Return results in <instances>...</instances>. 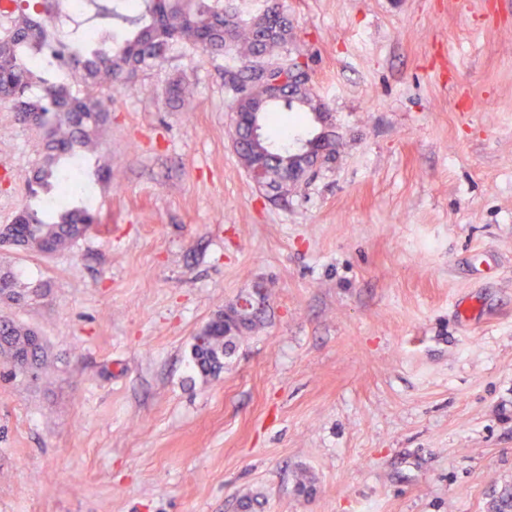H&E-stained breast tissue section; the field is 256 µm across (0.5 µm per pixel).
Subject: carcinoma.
<instances>
[{"instance_id":"obj_1","label":"carcinoma","mask_w":512,"mask_h":512,"mask_svg":"<svg viewBox=\"0 0 512 512\" xmlns=\"http://www.w3.org/2000/svg\"><path fill=\"white\" fill-rule=\"evenodd\" d=\"M5 14L14 16V27L0 38V98L9 101L21 122L44 131L45 154L28 174V186L49 190L60 181V163L76 158L80 151L97 147L109 108L92 92L82 98L72 94L70 84L53 80L35 64L50 56L58 66L69 70L77 84L92 89L112 83V97L128 88L138 71L162 65L174 46L190 44L205 52H226L240 62L241 79L255 73L259 60L281 65L278 52L288 45L290 25L280 3L273 0L261 13L242 17L233 0H113L109 15L115 23L127 25L129 35L109 45L95 39L89 31L75 27L68 44L54 43L48 29L32 16L35 7L51 16L55 23L70 19L64 0H11ZM304 108L324 112L315 102L305 82L293 87L291 98L270 104L268 112H288ZM279 155L267 161L268 185L286 195L307 175L300 163L286 165L291 155L286 148H274ZM97 223V216L85 206L66 201L54 211L28 205L17 213L11 225L0 229L5 245L19 250L42 252L49 247L57 252L73 246ZM0 299L19 301L17 278L6 267L0 269ZM258 316L240 317L232 312L215 316L202 330L192 348V358L204 377H215L224 369V355L235 346V339L257 326ZM25 361L32 375L44 368L45 347L38 333L7 319L0 320V363L17 370Z\"/></svg>"}]
</instances>
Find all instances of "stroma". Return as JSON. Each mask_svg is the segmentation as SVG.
<instances>
[{
	"instance_id": "1",
	"label": "stroma",
	"mask_w": 512,
	"mask_h": 512,
	"mask_svg": "<svg viewBox=\"0 0 512 512\" xmlns=\"http://www.w3.org/2000/svg\"><path fill=\"white\" fill-rule=\"evenodd\" d=\"M457 2L282 0L336 153L280 201L232 144L233 55L101 87L97 226L0 249L41 290L0 318L48 356L0 365V512H512V0ZM41 151L0 105V226ZM257 289L262 326L201 376L195 336Z\"/></svg>"
}]
</instances>
